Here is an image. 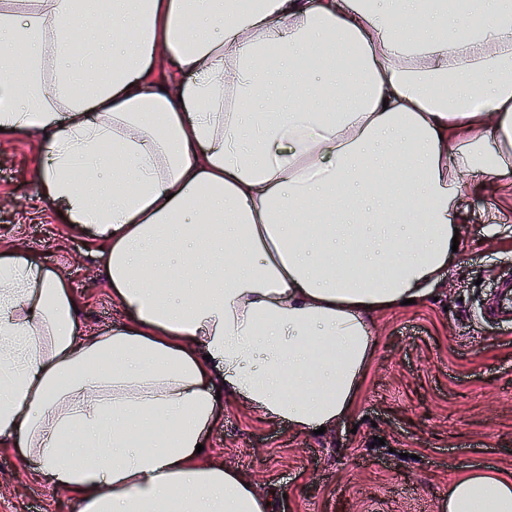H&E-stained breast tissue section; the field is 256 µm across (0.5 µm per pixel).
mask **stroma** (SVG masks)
Returning <instances> with one entry per match:
<instances>
[{"label": "stroma", "instance_id": "obj_1", "mask_svg": "<svg viewBox=\"0 0 512 512\" xmlns=\"http://www.w3.org/2000/svg\"><path fill=\"white\" fill-rule=\"evenodd\" d=\"M38 136L0 137V252L55 269L88 332L130 319L113 299L92 229L71 227L38 179ZM459 258L433 298L374 320L376 346L356 408L317 435L223 401L203 460L280 492L275 512H439L462 471L512 476V324L480 312L512 276V189L488 182L461 199ZM74 495L36 460L0 445V512H73Z\"/></svg>", "mask_w": 512, "mask_h": 512}]
</instances>
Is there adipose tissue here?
I'll list each match as a JSON object with an SVG mask.
<instances>
[{"instance_id": "1", "label": "adipose tissue", "mask_w": 512, "mask_h": 512, "mask_svg": "<svg viewBox=\"0 0 512 512\" xmlns=\"http://www.w3.org/2000/svg\"><path fill=\"white\" fill-rule=\"evenodd\" d=\"M17 39L0 130L42 136L43 192L105 242L131 323L83 335L56 270L0 253V443L75 512H270L199 459L216 394L297 431L350 417L370 316L455 262L466 176L512 174V0H0ZM440 509L512 512V476Z\"/></svg>"}]
</instances>
